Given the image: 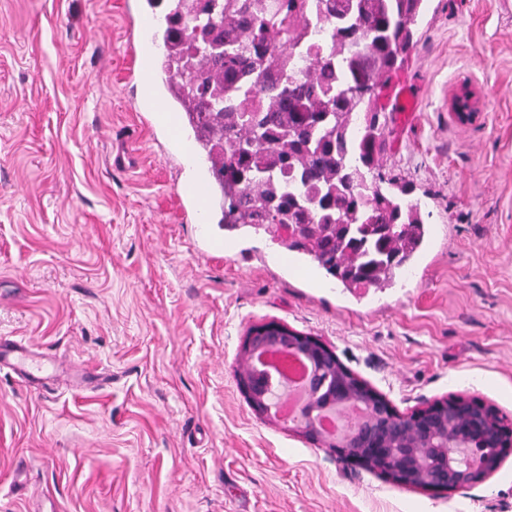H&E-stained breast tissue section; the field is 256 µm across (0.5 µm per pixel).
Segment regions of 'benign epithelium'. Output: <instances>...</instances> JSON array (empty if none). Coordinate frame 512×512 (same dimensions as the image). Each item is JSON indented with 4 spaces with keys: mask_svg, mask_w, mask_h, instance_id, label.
Returning <instances> with one entry per match:
<instances>
[{
    "mask_svg": "<svg viewBox=\"0 0 512 512\" xmlns=\"http://www.w3.org/2000/svg\"><path fill=\"white\" fill-rule=\"evenodd\" d=\"M473 94L465 90L456 96L453 109L459 121L476 116ZM279 349L305 356L316 365L308 391L320 390L331 378L341 381L342 404L354 393H362L369 405V416L346 430L329 448L336 458L377 471L388 480L425 491H454L482 481L494 472L512 450V430L503 425L498 412L476 404L464 395L443 400L403 416L383 395L377 393L343 366L336 354L310 336L288 326L270 322L250 330L243 344L242 367L237 384L251 407L269 415L274 396L273 377L260 371L257 353ZM492 451L486 472H477L465 463L469 442Z\"/></svg>",
    "mask_w": 512,
    "mask_h": 512,
    "instance_id": "7a95c632",
    "label": "benign epithelium"
}]
</instances>
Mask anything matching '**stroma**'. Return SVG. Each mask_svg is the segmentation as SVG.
Wrapping results in <instances>:
<instances>
[{"instance_id": "stroma-1", "label": "stroma", "mask_w": 512, "mask_h": 512, "mask_svg": "<svg viewBox=\"0 0 512 512\" xmlns=\"http://www.w3.org/2000/svg\"><path fill=\"white\" fill-rule=\"evenodd\" d=\"M143 2L0 0V337L51 364L35 385L0 362V512H512V452L468 488L396 485L236 383L279 321L402 414L462 394L512 426V0H425L397 72L416 110L379 101L428 227L383 290L184 218L207 168L138 108Z\"/></svg>"}]
</instances>
